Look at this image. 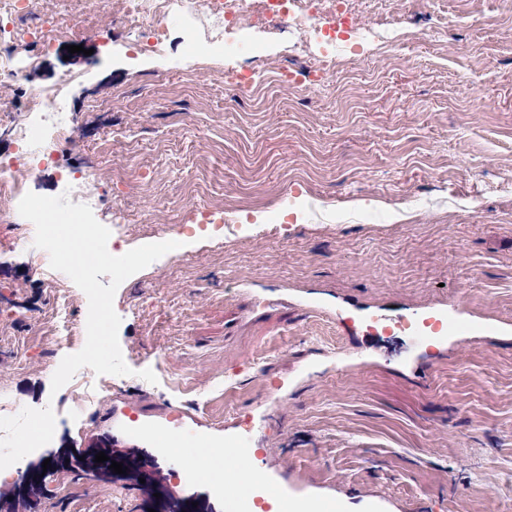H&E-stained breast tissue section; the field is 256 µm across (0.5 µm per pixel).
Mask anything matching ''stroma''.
I'll use <instances>...</instances> for the list:
<instances>
[{"instance_id":"1","label":"stroma","mask_w":512,"mask_h":512,"mask_svg":"<svg viewBox=\"0 0 512 512\" xmlns=\"http://www.w3.org/2000/svg\"><path fill=\"white\" fill-rule=\"evenodd\" d=\"M113 0H71L87 28L0 82V160L20 147L7 113L25 91L65 86L71 138L48 162L18 163L24 191L63 194L97 169L96 219L119 256L178 249L114 296L128 376L91 416L51 390L54 279L86 342L88 299L0 219V385L46 411V450L106 437L155 463L172 498L228 512L213 482H175L196 436L242 431L290 502L339 512H512V0H364L363 22L423 32L360 49L336 82L283 87L288 43L247 37L232 56L194 57L164 24L160 53L126 46ZM108 28L103 46L97 28ZM77 53H68V46ZM255 75L249 97L224 64ZM231 210L235 241L206 217ZM153 369L148 383L140 370ZM180 425L162 454L140 427ZM40 512H148L143 484L70 476Z\"/></svg>"}]
</instances>
